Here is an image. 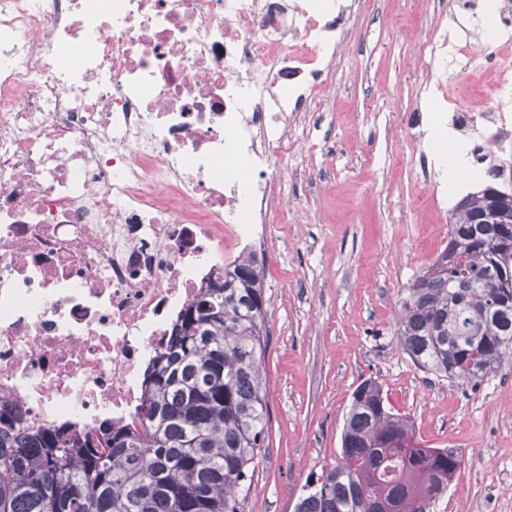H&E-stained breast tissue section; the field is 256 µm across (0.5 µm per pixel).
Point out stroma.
<instances>
[{
  "instance_id": "obj_1",
  "label": "stroma",
  "mask_w": 512,
  "mask_h": 512,
  "mask_svg": "<svg viewBox=\"0 0 512 512\" xmlns=\"http://www.w3.org/2000/svg\"><path fill=\"white\" fill-rule=\"evenodd\" d=\"M452 24L436 0H360L336 58V90L314 121L292 128L281 169L288 204L265 260L267 437L244 512H294L340 459L352 393L364 380L413 423L425 448L464 460L434 512H512V362L479 385L419 368L399 346L400 299L448 245L437 192L412 161L419 96L416 44ZM484 60L448 71L449 98L486 103Z\"/></svg>"
}]
</instances>
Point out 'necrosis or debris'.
I'll list each match as a JSON object with an SVG mask.
<instances>
[{
	"label": "necrosis or debris",
	"instance_id": "obj_1",
	"mask_svg": "<svg viewBox=\"0 0 512 512\" xmlns=\"http://www.w3.org/2000/svg\"><path fill=\"white\" fill-rule=\"evenodd\" d=\"M436 24L426 89L493 33ZM344 0H0V409L26 427L142 428L145 372L174 316L282 210L289 131L334 94ZM76 51L69 60L58 51ZM449 146L512 182V59L487 106L452 103ZM247 176L226 168L228 151Z\"/></svg>",
	"mask_w": 512,
	"mask_h": 512
}]
</instances>
